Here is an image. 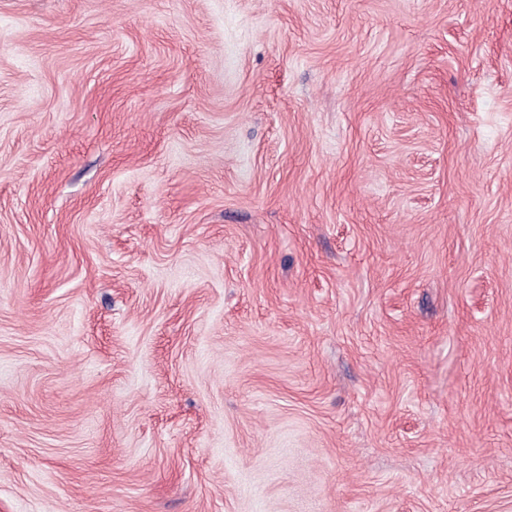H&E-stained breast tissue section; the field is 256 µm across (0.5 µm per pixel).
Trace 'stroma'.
<instances>
[{"label":"stroma","instance_id":"obj_1","mask_svg":"<svg viewBox=\"0 0 512 512\" xmlns=\"http://www.w3.org/2000/svg\"><path fill=\"white\" fill-rule=\"evenodd\" d=\"M0 512H512V0H0Z\"/></svg>","mask_w":512,"mask_h":512}]
</instances>
